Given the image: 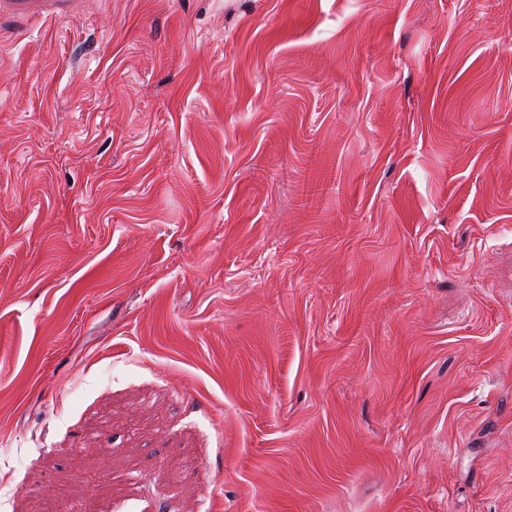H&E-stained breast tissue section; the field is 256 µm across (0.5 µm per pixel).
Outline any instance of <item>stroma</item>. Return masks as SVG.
Wrapping results in <instances>:
<instances>
[{"label":"stroma","instance_id":"obj_1","mask_svg":"<svg viewBox=\"0 0 512 512\" xmlns=\"http://www.w3.org/2000/svg\"><path fill=\"white\" fill-rule=\"evenodd\" d=\"M512 512V0H0V512Z\"/></svg>","mask_w":512,"mask_h":512}]
</instances>
